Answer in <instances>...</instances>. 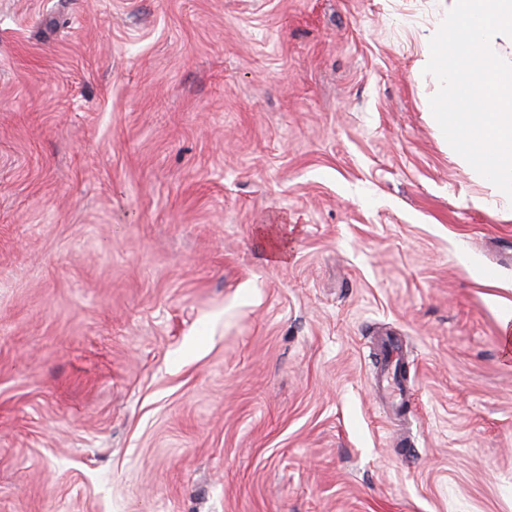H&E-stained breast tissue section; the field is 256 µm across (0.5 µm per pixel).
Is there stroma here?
<instances>
[{"mask_svg":"<svg viewBox=\"0 0 512 512\" xmlns=\"http://www.w3.org/2000/svg\"><path fill=\"white\" fill-rule=\"evenodd\" d=\"M449 4L0 0V512H512V206L431 116ZM384 373L377 382V390L397 408L407 409L409 403V386L404 385L396 374V367L405 362L403 348L397 344L388 345L383 353Z\"/></svg>","mask_w":512,"mask_h":512,"instance_id":"stroma-1","label":"stroma"}]
</instances>
